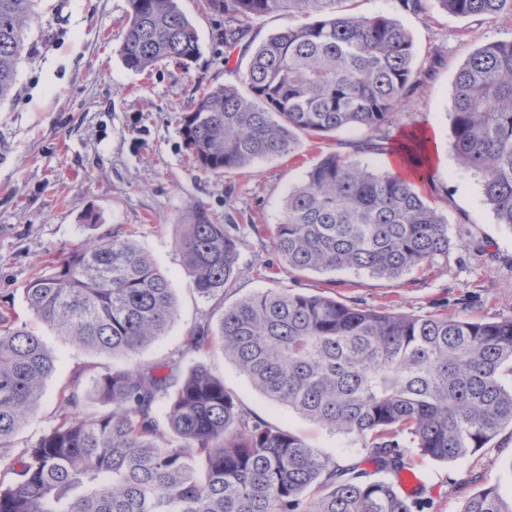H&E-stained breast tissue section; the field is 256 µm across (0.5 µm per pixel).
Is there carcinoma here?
<instances>
[{"label": "carcinoma", "instance_id": "1", "mask_svg": "<svg viewBox=\"0 0 512 512\" xmlns=\"http://www.w3.org/2000/svg\"><path fill=\"white\" fill-rule=\"evenodd\" d=\"M224 17V64L245 91L205 89L176 119L189 158L216 176L291 153L301 136L363 134L355 150L398 156L422 178L425 129L398 142L397 110L422 84L414 43L395 18L344 12V0H205ZM461 18L494 19L512 0H437ZM37 0H0V101L15 88ZM120 49L135 72L189 68L199 35L178 0H128ZM286 10L305 18L253 47L251 22ZM451 148L477 176L498 223L512 228V40L472 51L457 72ZM241 224L202 203L187 207L182 262L196 292L234 287ZM273 248L298 271L398 278L448 254V219L413 179L376 171L341 150L313 164L286 199ZM24 295L48 327L100 355L132 354L175 316L169 280L122 235L87 239ZM463 298L457 315L397 313L358 299L270 288L236 300L193 330L162 365L95 378L105 413L86 409L80 378L60 391L59 422L12 457L55 360L41 339L0 315V512H413L386 475L409 469L407 449L454 461L512 427V316L486 320ZM219 345L253 386L368 450L369 472L341 464L243 408L203 358ZM196 362L180 372L184 360ZM15 474L9 484L3 477ZM463 512H512L496 485Z\"/></svg>", "mask_w": 512, "mask_h": 512}]
</instances>
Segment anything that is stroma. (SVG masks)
<instances>
[{
  "label": "stroma",
  "mask_w": 512,
  "mask_h": 512,
  "mask_svg": "<svg viewBox=\"0 0 512 512\" xmlns=\"http://www.w3.org/2000/svg\"><path fill=\"white\" fill-rule=\"evenodd\" d=\"M196 26L201 53L190 68L166 63L136 73L120 56L127 0H39L26 32L31 51L19 64L15 93L0 102V312L40 336L56 371L44 388L37 416L13 438L33 445L59 418V391L80 375L91 411L108 406L92 396L102 366L129 368L173 358L210 310L182 264L177 226L191 203L244 225L236 283L224 295L233 303L269 288H288L374 307L423 314L455 312L465 294L477 296L474 313L486 319L512 315V228L497 223L478 179L450 148L453 80L467 55L495 40H512V14L485 21L462 19L429 0L426 14L400 11L397 0H349L366 16L394 17L411 33L414 67L427 79L399 109L396 130L422 126L434 139L431 167L416 189L448 219L452 246L425 268L396 279L347 271H297L280 263L271 231L284 203L308 168L337 142L359 140L356 131L301 138L294 152L255 161L215 177L188 158L176 114L207 86L236 83L217 38L224 20L202 0H179ZM97 215L88 223L86 212ZM131 234L171 281L176 315L165 336L130 356L103 357L65 340L29 310L23 289L33 274L59 261L91 236ZM213 374L242 406L293 432L341 463H365L367 451L352 437L274 403L256 390L221 349L206 359ZM413 475L395 478L405 497H420L423 512H462L476 492L472 473L512 496V432L489 447L450 462L409 449Z\"/></svg>",
  "instance_id": "35a3bbf8"
}]
</instances>
